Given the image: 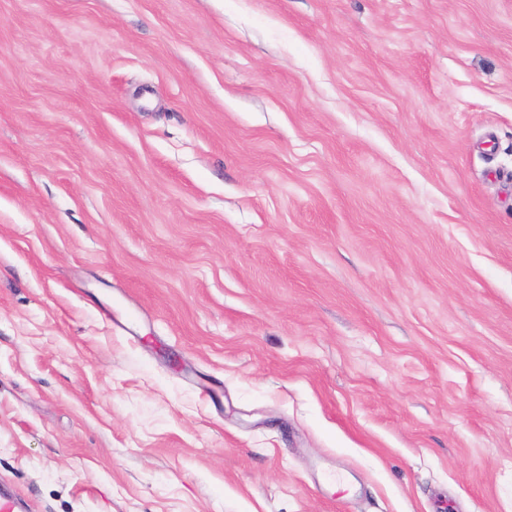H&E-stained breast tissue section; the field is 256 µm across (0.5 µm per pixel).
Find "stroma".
<instances>
[{"mask_svg":"<svg viewBox=\"0 0 512 512\" xmlns=\"http://www.w3.org/2000/svg\"><path fill=\"white\" fill-rule=\"evenodd\" d=\"M21 512H512V0H0Z\"/></svg>","mask_w":512,"mask_h":512,"instance_id":"stroma-1","label":"stroma"}]
</instances>
